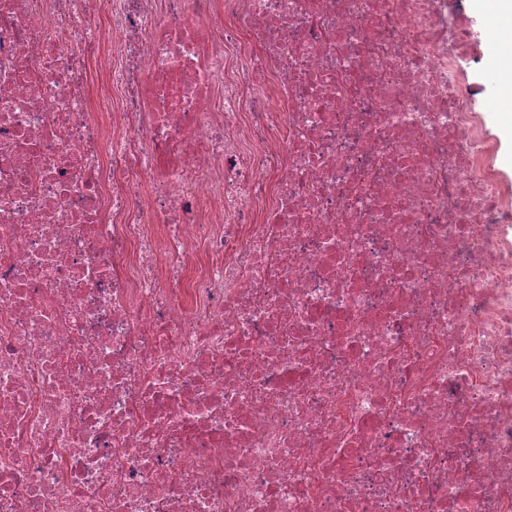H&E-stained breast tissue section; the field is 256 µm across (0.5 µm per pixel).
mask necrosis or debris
<instances>
[{"instance_id": "obj_1", "label": "necrosis or debris", "mask_w": 512, "mask_h": 512, "mask_svg": "<svg viewBox=\"0 0 512 512\" xmlns=\"http://www.w3.org/2000/svg\"><path fill=\"white\" fill-rule=\"evenodd\" d=\"M482 38L465 0H0V512H512Z\"/></svg>"}]
</instances>
